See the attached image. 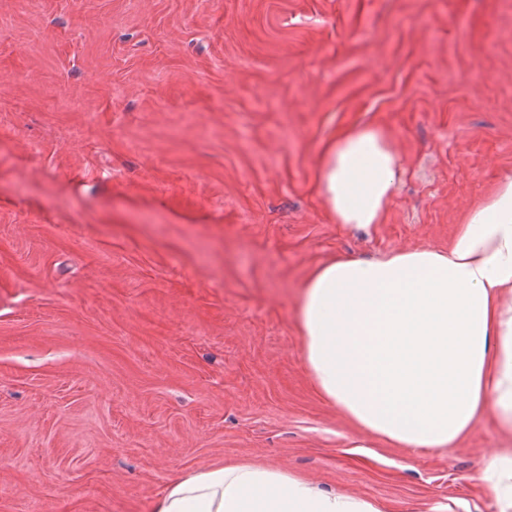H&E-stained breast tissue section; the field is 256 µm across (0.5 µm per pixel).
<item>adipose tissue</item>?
<instances>
[{"instance_id": "obj_1", "label": "adipose tissue", "mask_w": 512, "mask_h": 512, "mask_svg": "<svg viewBox=\"0 0 512 512\" xmlns=\"http://www.w3.org/2000/svg\"><path fill=\"white\" fill-rule=\"evenodd\" d=\"M399 157L372 126L326 149L318 194L340 224L381 223ZM301 358L318 392L373 437L450 448L485 413L512 435V176L464 216L448 250L397 249L318 265L301 295ZM512 512V444L478 476ZM151 512H382L288 471L227 464L169 482Z\"/></svg>"}]
</instances>
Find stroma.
I'll use <instances>...</instances> for the list:
<instances>
[{
  "label": "stroma",
  "instance_id": "stroma-1",
  "mask_svg": "<svg viewBox=\"0 0 512 512\" xmlns=\"http://www.w3.org/2000/svg\"><path fill=\"white\" fill-rule=\"evenodd\" d=\"M375 126L383 223L322 154ZM512 175V0H0V512H150L169 480L285 469L384 512H497L501 433L372 438L296 318L338 255L447 248ZM399 176V157L387 135L372 126L341 134L326 149L319 197L339 224H380Z\"/></svg>",
  "mask_w": 512,
  "mask_h": 512
}]
</instances>
